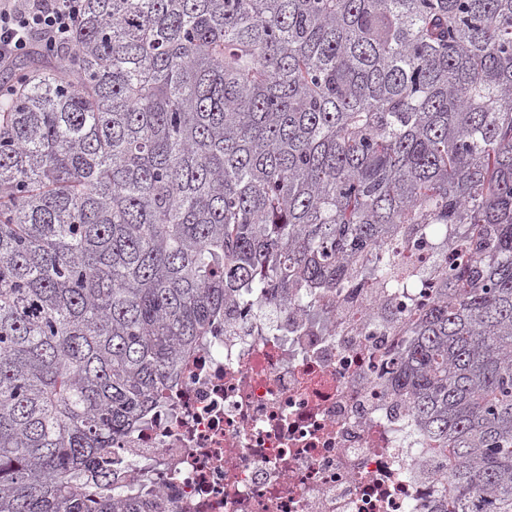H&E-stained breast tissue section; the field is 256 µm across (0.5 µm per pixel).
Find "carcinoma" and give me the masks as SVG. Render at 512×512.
I'll return each instance as SVG.
<instances>
[{
  "label": "carcinoma",
  "mask_w": 512,
  "mask_h": 512,
  "mask_svg": "<svg viewBox=\"0 0 512 512\" xmlns=\"http://www.w3.org/2000/svg\"><path fill=\"white\" fill-rule=\"evenodd\" d=\"M0 83V512H157L133 429L233 300L357 285L454 225L394 380L512 512V0H84Z\"/></svg>",
  "instance_id": "1"
}]
</instances>
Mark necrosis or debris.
<instances>
[{
	"mask_svg": "<svg viewBox=\"0 0 512 512\" xmlns=\"http://www.w3.org/2000/svg\"><path fill=\"white\" fill-rule=\"evenodd\" d=\"M385 249L407 288L228 306L113 448L117 492L152 490L163 512H430L446 481L393 377L454 250L429 235Z\"/></svg>",
	"mask_w": 512,
	"mask_h": 512,
	"instance_id": "1",
	"label": "necrosis or debris"
}]
</instances>
